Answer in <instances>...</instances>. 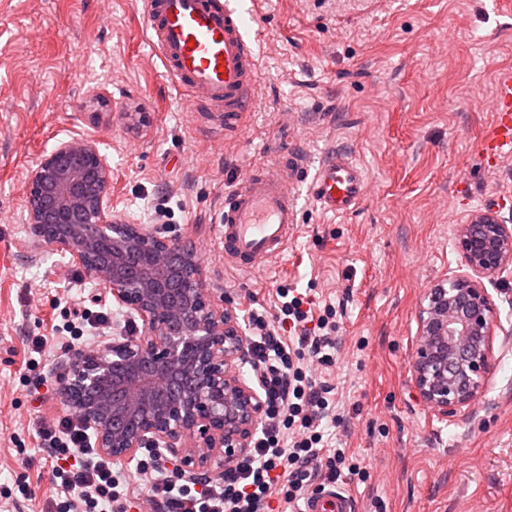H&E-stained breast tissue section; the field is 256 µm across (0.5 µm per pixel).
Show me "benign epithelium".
I'll return each instance as SVG.
<instances>
[{
	"instance_id": "benign-epithelium-1",
	"label": "benign epithelium",
	"mask_w": 512,
	"mask_h": 512,
	"mask_svg": "<svg viewBox=\"0 0 512 512\" xmlns=\"http://www.w3.org/2000/svg\"><path fill=\"white\" fill-rule=\"evenodd\" d=\"M111 196L105 158L83 141L60 143L29 178L34 244L68 253L142 322L138 336H115L99 351L73 356L62 404L96 432L100 453L114 462L163 447L176 456L180 476H222L248 448L264 411L261 394L231 374L244 354L243 335L205 288L193 250L151 225L112 219ZM457 244L470 273L424 296L412 365L420 397L443 418L474 402L488 379L497 315L482 279L512 264V226L479 214L460 225ZM134 252L146 263L138 273L126 266ZM177 269L184 287H163L159 274ZM187 307L193 321L171 333L168 323Z\"/></svg>"
}]
</instances>
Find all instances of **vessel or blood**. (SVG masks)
<instances>
[{"instance_id":"b4317fda","label":"vessel or blood","mask_w":512,"mask_h":512,"mask_svg":"<svg viewBox=\"0 0 512 512\" xmlns=\"http://www.w3.org/2000/svg\"><path fill=\"white\" fill-rule=\"evenodd\" d=\"M145 15L152 42L187 93L189 111L237 117L252 109L259 91L258 63L230 0H147ZM493 110L492 130L478 148L491 163L512 154L511 72L499 78ZM302 168L298 157L283 153L273 165L256 166L225 193L217 232L226 262L253 271L284 251L296 224L292 188ZM366 191L362 168L342 152L320 163L311 183L315 204L334 215L353 210ZM353 509L351 496L333 488L325 497L309 498L304 512Z\"/></svg>"}]
</instances>
